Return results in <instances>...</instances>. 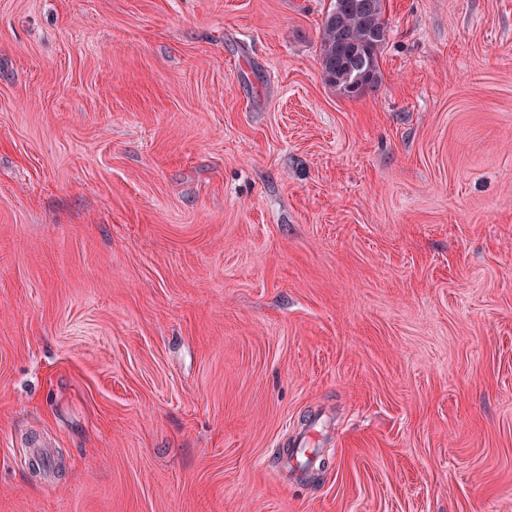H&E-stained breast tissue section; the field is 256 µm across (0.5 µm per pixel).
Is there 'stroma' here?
Wrapping results in <instances>:
<instances>
[{
	"instance_id": "1",
	"label": "stroma",
	"mask_w": 512,
	"mask_h": 512,
	"mask_svg": "<svg viewBox=\"0 0 512 512\" xmlns=\"http://www.w3.org/2000/svg\"><path fill=\"white\" fill-rule=\"evenodd\" d=\"M329 4L0 0V512H512V0ZM384 0H331L322 23L320 64L341 95L358 97L381 81L380 55L387 39ZM360 87L350 90V85ZM313 431H315V428H308L303 430L293 439L290 444L292 448H300L299 452H297L295 456L288 462V472L290 470L295 477L299 475L301 467L307 462L309 458L312 457V451L309 455H307L306 452L308 448H315L316 446V442L314 440L315 435L313 434ZM299 456H303L304 461L298 460ZM293 462H295V465Z\"/></svg>"
}]
</instances>
